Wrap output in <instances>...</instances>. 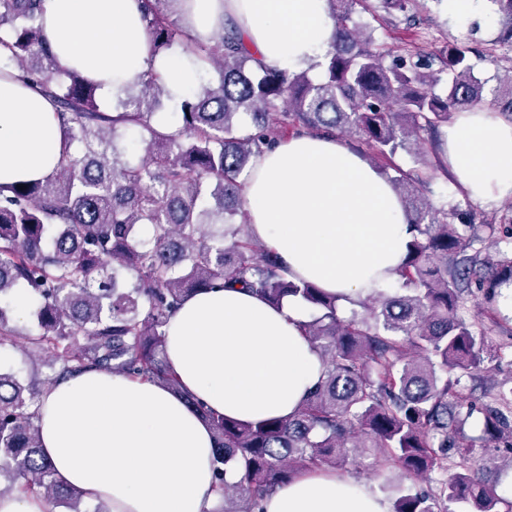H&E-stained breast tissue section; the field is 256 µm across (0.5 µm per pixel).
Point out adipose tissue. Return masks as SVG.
I'll use <instances>...</instances> for the list:
<instances>
[{"instance_id":"obj_1","label":"adipose tissue","mask_w":512,"mask_h":512,"mask_svg":"<svg viewBox=\"0 0 512 512\" xmlns=\"http://www.w3.org/2000/svg\"><path fill=\"white\" fill-rule=\"evenodd\" d=\"M327 0H188L184 27L205 41L232 18L261 65L320 61L334 28ZM45 35L60 64L118 94L152 71L178 99L200 66L150 57L137 0H47ZM52 103L16 75L0 76V185L50 176L62 147ZM470 198L512 196V122L463 112L443 133ZM253 236L289 276L357 297L381 287L404 259L408 214L390 181L337 139L295 135L244 178ZM308 308L268 306L237 288L185 301L166 328V360L183 390L239 421L293 415L323 365L302 333ZM40 440L58 477L112 512H214L218 496L207 422L180 393L91 370L57 383L40 404ZM265 512H389L365 485L314 472L266 499Z\"/></svg>"}]
</instances>
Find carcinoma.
Returning a JSON list of instances; mask_svg holds the SVG:
<instances>
[{
    "instance_id": "1",
    "label": "carcinoma",
    "mask_w": 512,
    "mask_h": 512,
    "mask_svg": "<svg viewBox=\"0 0 512 512\" xmlns=\"http://www.w3.org/2000/svg\"><path fill=\"white\" fill-rule=\"evenodd\" d=\"M184 2L139 0L150 57L180 46L217 72L216 83L181 99L170 132L154 120L165 94L156 74L145 73L106 112L96 85L52 51L45 0H0V71L20 72L49 98L64 132L49 177L23 190L0 187V343L20 340L59 363L33 388L0 372V495H36L44 512H111L105 502L88 508L84 492L57 477L37 424L47 390L97 369L159 383L202 414L215 442L218 512H263V500L294 475L336 471L368 451L413 482L442 473L435 488L400 495L394 512H512L483 476L489 460L512 469V377L470 403L485 415V461L448 466L469 452L453 386L480 377L488 353V331L468 313L476 300L493 307L512 283V217L475 230L470 211L434 206L421 176L388 164L400 150L421 159L425 135L453 113L487 106L512 120V0H492L500 22L485 45L454 42L437 52L376 46L355 20L383 11L415 23L419 0H327L335 37L316 80L253 64L231 20L206 42L188 38L173 19ZM500 49L508 75L488 103L477 62ZM132 129L145 153L135 163L118 146ZM288 129L352 136L412 216L395 271L401 291L358 299L361 315L343 319L340 296L287 279L279 255L249 232L241 177ZM236 222L235 230H208ZM125 273L128 287L119 285ZM19 284L35 301L34 334L8 318ZM212 288H241L275 307L294 298L317 311L303 328L323 374L295 415L242 422L183 392L165 360V326L183 301ZM229 470L233 482L224 479Z\"/></svg>"
}]
</instances>
